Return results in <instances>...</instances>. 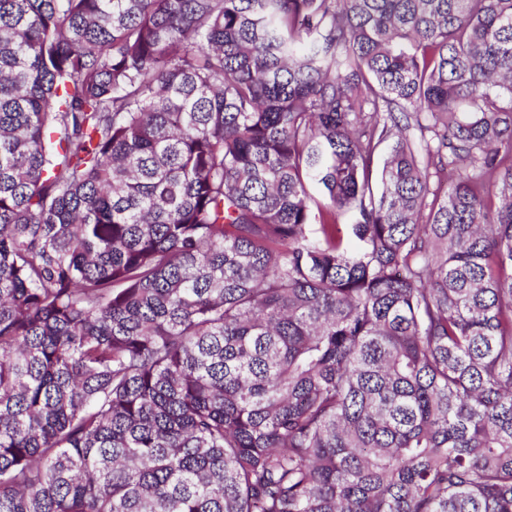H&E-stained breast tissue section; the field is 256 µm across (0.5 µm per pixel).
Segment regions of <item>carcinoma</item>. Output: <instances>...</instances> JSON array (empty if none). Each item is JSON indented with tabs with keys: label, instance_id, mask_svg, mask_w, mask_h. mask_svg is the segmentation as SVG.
Masks as SVG:
<instances>
[{
	"label": "carcinoma",
	"instance_id": "cac0c4a2",
	"mask_svg": "<svg viewBox=\"0 0 512 512\" xmlns=\"http://www.w3.org/2000/svg\"><path fill=\"white\" fill-rule=\"evenodd\" d=\"M0 512H512V0H0Z\"/></svg>",
	"mask_w": 512,
	"mask_h": 512
}]
</instances>
